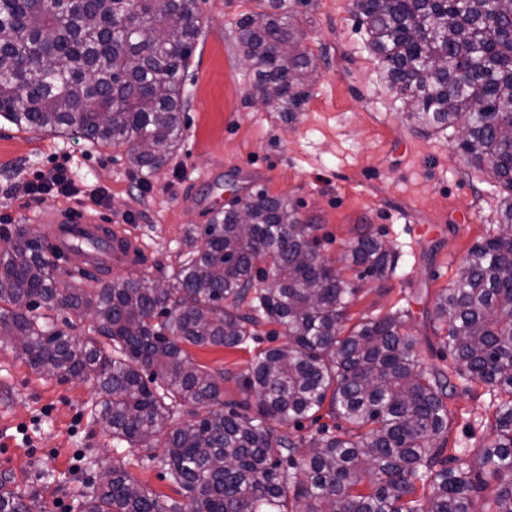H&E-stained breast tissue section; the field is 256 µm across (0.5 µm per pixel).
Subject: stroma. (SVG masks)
<instances>
[{
  "mask_svg": "<svg viewBox=\"0 0 512 512\" xmlns=\"http://www.w3.org/2000/svg\"><path fill=\"white\" fill-rule=\"evenodd\" d=\"M257 6L258 0H201L204 25L184 77L185 127L169 160L151 175L129 166L127 147L0 123V253L18 228H42L49 211L78 207L93 220L127 225L151 256L146 276L169 284L192 250L193 229L231 199V181L249 194L288 198L317 225L322 254L357 290L351 321L404 310L427 367L451 371L435 298L451 286L472 246L499 229L492 179L468 166L455 133L423 135L411 127L380 78L382 65L366 47L351 0H309L296 8L294 22L316 58L309 97L288 115L263 105L251 94L236 26ZM56 166L67 170L78 196L28 197L27 184ZM101 189L106 199L94 203ZM366 231L398 259L380 281L359 279L346 257L349 243ZM285 341L280 326L265 322L242 347L186 351L195 364L223 374L225 400L240 401L253 358ZM448 408L449 453L491 440L496 407L487 385L458 382ZM154 454L114 447L93 379L43 375L0 348V475L37 512H78L100 472L117 463L148 491L176 497Z\"/></svg>",
  "mask_w": 512,
  "mask_h": 512,
  "instance_id": "35a3bbf8",
  "label": "stroma"
}]
</instances>
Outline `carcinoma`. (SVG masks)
Segmentation results:
<instances>
[{"label":"carcinoma","instance_id":"1","mask_svg":"<svg viewBox=\"0 0 512 512\" xmlns=\"http://www.w3.org/2000/svg\"><path fill=\"white\" fill-rule=\"evenodd\" d=\"M285 8L268 0L237 29L253 95L287 114L316 66ZM355 15L407 120L427 135L453 129L500 187V233L471 248L434 306L454 374L496 391L493 439L473 457L444 455L455 385L423 369L401 311L346 325L356 289L286 197L249 196L247 224L232 201L166 288L142 274L62 288L41 237L20 229L0 256V337H11L0 345L39 373L93 378L112 440L162 449L154 461L185 498L163 500L114 466L79 512H476L481 479L505 474L488 512H512V0H355ZM202 26L199 0H0V120L127 145L129 164L153 172L182 135V75ZM348 252L374 279L397 265L368 230ZM54 310L91 319L101 339L56 328ZM264 320L287 342L244 376L255 403L225 402L224 374L184 346L235 348ZM184 403L195 421L169 425ZM325 404L350 429L305 447L277 430ZM6 483L0 512H31Z\"/></svg>","mask_w":512,"mask_h":512}]
</instances>
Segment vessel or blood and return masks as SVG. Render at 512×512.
Instances as JSON below:
<instances>
[{"label": "vessel or blood", "instance_id": "b4317fda", "mask_svg": "<svg viewBox=\"0 0 512 512\" xmlns=\"http://www.w3.org/2000/svg\"><path fill=\"white\" fill-rule=\"evenodd\" d=\"M44 240L59 266L73 272L103 273L140 269L149 257L123 224H99L83 211L62 208L44 215Z\"/></svg>", "mask_w": 512, "mask_h": 512}]
</instances>
